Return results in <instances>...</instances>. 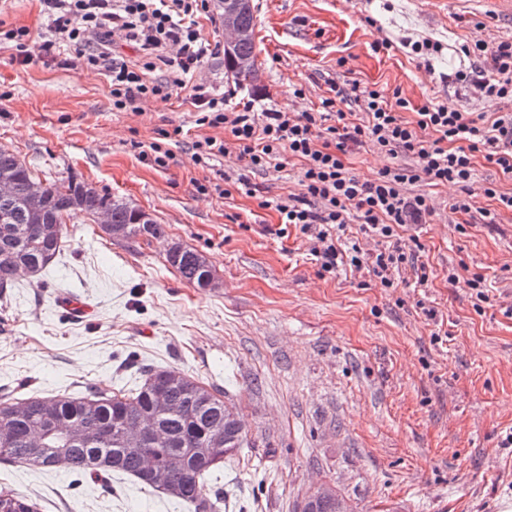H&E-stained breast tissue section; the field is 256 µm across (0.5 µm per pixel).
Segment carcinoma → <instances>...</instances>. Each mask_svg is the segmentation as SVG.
Instances as JSON below:
<instances>
[{"mask_svg": "<svg viewBox=\"0 0 512 512\" xmlns=\"http://www.w3.org/2000/svg\"><path fill=\"white\" fill-rule=\"evenodd\" d=\"M238 22L243 36L231 52L224 53V71L233 72L236 85L247 86L251 84V67L257 59L252 6L244 5ZM5 171L14 177L17 195L0 198V291L12 285L17 268L25 267L37 276L53 263L61 250L64 218L72 213L82 212L93 217L102 209L109 211L112 223L124 226L122 239L126 241L165 234L163 226L155 221L145 223L140 220L141 209L121 198L101 194L72 176L60 183L46 185L48 215L59 222L56 236L48 238L43 235L40 220L19 198L28 182L35 179L30 166L16 154L0 149V175ZM166 262L184 281L197 288H207L213 280L211 264L194 249L181 246L178 259L168 255ZM162 391L171 399L165 410L157 406L156 400ZM48 405L54 419L61 424H82L93 433L111 432L107 439L93 436L70 445L51 436L52 445L69 448L68 470L72 473L78 476L128 475L145 487L160 489L181 500L189 512H223L224 497L212 489L206 476L222 463L240 457L242 449L248 447L246 436L238 437L235 448L226 455L206 461L188 457L184 468L170 473L166 482L159 484L142 474L137 454L124 449L122 431L124 422L132 417L162 426L170 434L172 445L155 449L161 458L180 448H202L208 428L224 424L226 414L237 412L234 404L224 400V395L210 391L177 370L153 369L144 375L138 387L130 390H91L81 397L49 400L37 397L0 399V423L9 425L12 430L11 441L0 444L1 463H18L37 469L55 467L51 456L38 453L26 442L28 433L44 423ZM0 512H36V504L7 487H0Z\"/></svg>", "mask_w": 512, "mask_h": 512, "instance_id": "obj_1", "label": "carcinoma"}]
</instances>
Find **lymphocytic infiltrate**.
Segmentation results:
<instances>
[{
    "instance_id": "f902f5d3",
    "label": "lymphocytic infiltrate",
    "mask_w": 512,
    "mask_h": 512,
    "mask_svg": "<svg viewBox=\"0 0 512 512\" xmlns=\"http://www.w3.org/2000/svg\"><path fill=\"white\" fill-rule=\"evenodd\" d=\"M40 2L49 24L39 40H32L23 26L0 32L14 43L16 61L54 58L68 70L99 71L118 112L138 110L146 99L167 102L186 92L195 108L194 123L204 130L191 143L195 164L209 165L233 151L259 173L282 169L289 156L301 161L299 192L262 200L261 205L274 209L281 225L299 229L322 272L367 265L385 287L394 288L401 272L409 269L417 284L426 285L425 265L396 242L406 227L426 223L434 212L429 195L414 192L417 184L457 186L452 211L477 217L482 224L495 223L498 209L512 210V193L492 183L478 184L474 166L479 155L512 175V112L500 108L502 102H512L511 37L462 47L473 63L458 70L455 80L494 105L488 114L438 102L414 110L400 91L388 93L356 81L322 99L318 112L258 111L250 104L238 110L219 90L196 79L204 62L220 53L219 43L201 37L197 28L199 17L210 10L209 0ZM124 41L139 44L137 63L116 55ZM482 59L490 61V69L479 67ZM339 98L354 101L363 121L331 124L330 110ZM409 109L414 119L405 118ZM220 128L229 131V138L216 137ZM367 140L395 160L371 180L352 174L344 161L351 147ZM479 194L496 200V209L476 208ZM363 236L381 242V249L364 251L359 242Z\"/></svg>"
}]
</instances>
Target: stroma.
Segmentation results:
<instances>
[{
	"label": "stroma",
	"instance_id": "1",
	"mask_svg": "<svg viewBox=\"0 0 512 512\" xmlns=\"http://www.w3.org/2000/svg\"><path fill=\"white\" fill-rule=\"evenodd\" d=\"M252 3L259 81L227 82L220 57L196 74L234 106L316 109L331 86L356 80L400 90L409 119L432 99L484 112L454 79L471 64L460 47L512 37L504 0ZM0 20L35 34L48 24L38 0H0ZM380 37L389 52H373ZM424 38L442 45L428 64L411 50ZM14 53L0 43V148L42 182L75 176L126 199L165 234L125 242L86 215L68 218L54 263L0 293V396L132 389L147 370L174 369L225 392L247 427V460L209 478L225 512H294L322 481L355 512H512V211L462 234L456 188L427 187L436 212L407 230L423 246L427 286L409 271L395 288L366 269L322 275L300 232L277 236L276 212L258 205L298 191L299 161L249 174L257 197L201 195L198 183L218 173L248 174L245 161L202 167L180 142L163 169L137 149L159 130L193 128L186 97L116 112L103 76L42 59L22 66ZM299 86L305 99L293 96ZM175 243L209 260L213 287H193L167 263ZM475 273L490 286L479 311L467 285ZM68 297L89 314H69ZM262 479L270 490H258ZM0 484L38 512H188L125 475L104 484L0 463Z\"/></svg>",
	"mask_w": 512,
	"mask_h": 512
}]
</instances>
